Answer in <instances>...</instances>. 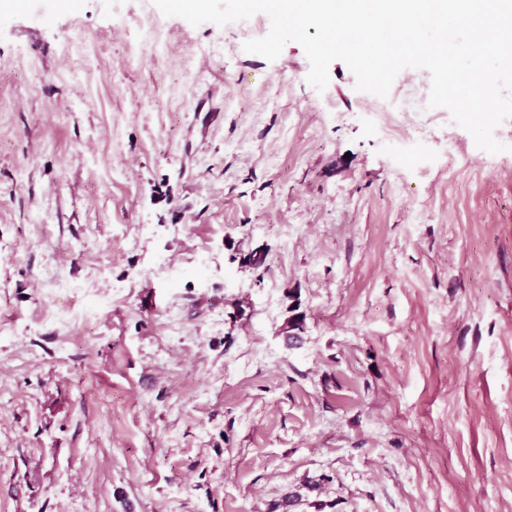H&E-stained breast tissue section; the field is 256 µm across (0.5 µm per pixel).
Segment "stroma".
<instances>
[{
  "label": "stroma",
  "mask_w": 512,
  "mask_h": 512,
  "mask_svg": "<svg viewBox=\"0 0 512 512\" xmlns=\"http://www.w3.org/2000/svg\"><path fill=\"white\" fill-rule=\"evenodd\" d=\"M255 36L0 7V512H512V118L389 131Z\"/></svg>",
  "instance_id": "obj_1"
}]
</instances>
